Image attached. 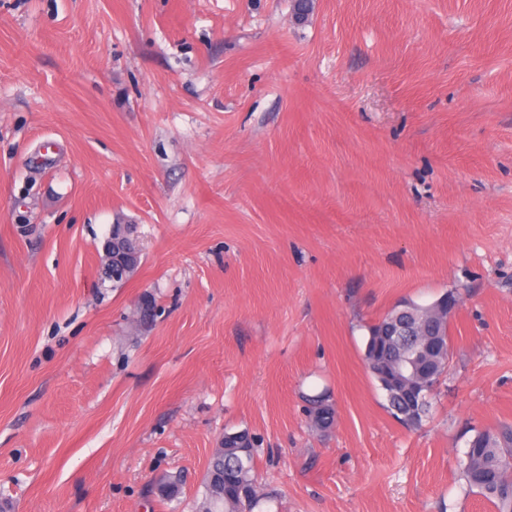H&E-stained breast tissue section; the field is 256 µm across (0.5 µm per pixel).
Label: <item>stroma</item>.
Listing matches in <instances>:
<instances>
[{"instance_id": "stroma-1", "label": "stroma", "mask_w": 512, "mask_h": 512, "mask_svg": "<svg viewBox=\"0 0 512 512\" xmlns=\"http://www.w3.org/2000/svg\"><path fill=\"white\" fill-rule=\"evenodd\" d=\"M447 292L412 429L368 327ZM504 422L512 0H0V512H198L245 428L255 512H495L460 469ZM112 236L116 237L118 240L123 241L124 243V250H123V256L121 255L116 256V261L120 262L124 266V261H128V264L126 267H124L125 271H129L132 268L130 260L132 258H136L140 254V249L136 245V243H133L132 241L126 240L125 236V228L118 226L112 229V232L110 233L109 237L106 239L103 245V253L104 257L107 261L111 259V257L108 256L109 252L112 250ZM308 416L312 426L318 431L330 429L335 420V411L322 395H317L308 399Z\"/></svg>"}]
</instances>
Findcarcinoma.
<instances>
[{"instance_id": "obj_1", "label": "carcinoma", "mask_w": 512, "mask_h": 512, "mask_svg": "<svg viewBox=\"0 0 512 512\" xmlns=\"http://www.w3.org/2000/svg\"><path fill=\"white\" fill-rule=\"evenodd\" d=\"M449 317L412 301L392 308L368 327L364 359L371 373L407 369L403 380L375 377L385 393L387 411L402 423L419 427L428 417L433 392L416 387L433 384L446 372L451 355ZM308 416L318 431L330 429L335 411L322 395L309 399ZM258 439L248 430L224 433L204 478L199 512H242L261 500L254 474ZM461 478L467 490L489 501L496 512H512V425L477 432L469 442Z\"/></svg>"}]
</instances>
